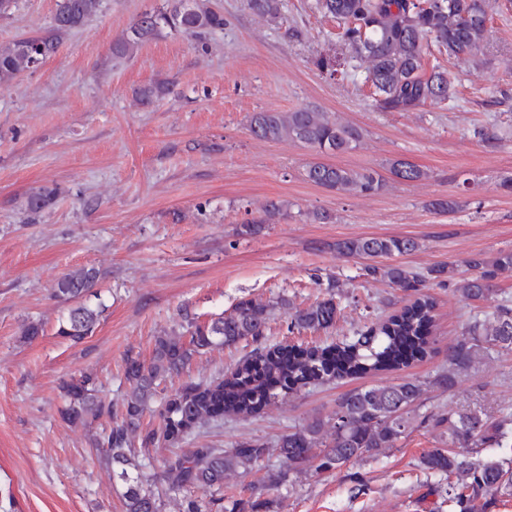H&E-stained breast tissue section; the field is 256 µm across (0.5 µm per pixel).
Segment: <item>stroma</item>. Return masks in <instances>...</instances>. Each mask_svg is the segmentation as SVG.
Segmentation results:
<instances>
[{
  "label": "stroma",
  "mask_w": 512,
  "mask_h": 512,
  "mask_svg": "<svg viewBox=\"0 0 512 512\" xmlns=\"http://www.w3.org/2000/svg\"><path fill=\"white\" fill-rule=\"evenodd\" d=\"M224 28L204 41L166 31L129 57L112 44L159 0H103L100 13L65 35L57 53L0 88V512H126L112 469L92 447L103 423L69 425L60 418L63 381L90 373L120 409L129 390L128 353L150 358L162 331L180 330L184 313L198 323L231 312L243 299L272 305L265 345L294 341L327 347L352 339L405 303L384 282L366 279L363 259L336 243L367 236L411 237L416 251L398 262L420 273L447 265L469 277L475 253L512 250V0H498L488 24L483 62H446L455 99L417 112L379 110L361 83L329 74L319 55L338 49L336 23L317 0H284L286 34L254 14L246 0H212ZM57 0H19L0 18V45L47 34ZM169 85L153 105L138 87ZM309 106L359 130L356 149L335 163L383 179L372 194L336 193L303 175L315 152L288 139L256 137L252 113ZM402 160L425 170L403 181L391 172ZM55 187L54 205L37 216L23 207L32 191ZM450 198L451 213L430 209ZM288 210L259 233L242 232L267 201ZM324 211L331 220L306 215ZM92 266L100 278L85 301L104 312L79 344L58 336L71 307L55 298V282ZM339 282L340 313L325 331L288 332L278 298L303 308L323 296L325 279ZM435 321L427 355L397 372L309 385L251 416H225L179 444L136 448L160 512H184L186 493L168 491L163 462L193 448L234 447L278 440L318 418L332 428L348 391L403 378L423 384L421 410L478 409L512 413V351L492 349L461 372L452 389L435 385L448 350L464 328L512 300V273L499 275L485 299L448 288L430 291ZM43 332L21 338L23 323ZM254 348L208 350L182 374L155 385L163 401L187 381L223 376ZM438 431L419 429L395 448L341 470L290 474L284 486L251 495L247 478L228 475L224 488L203 494L207 512H437L433 482L420 469ZM368 486L353 490L355 480Z\"/></svg>",
  "instance_id": "1"
}]
</instances>
